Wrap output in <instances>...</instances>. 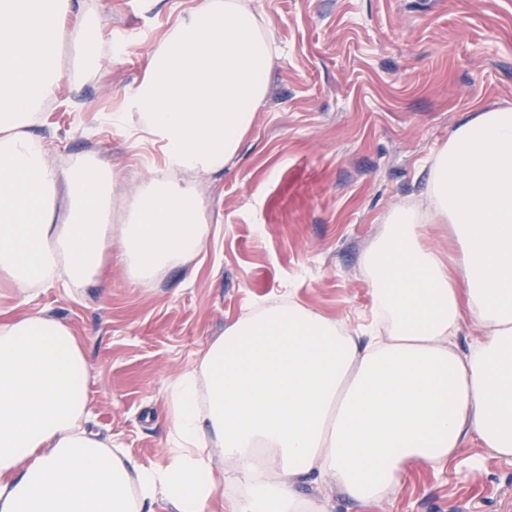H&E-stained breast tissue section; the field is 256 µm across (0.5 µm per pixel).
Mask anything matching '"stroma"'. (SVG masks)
<instances>
[{
  "instance_id": "obj_1",
  "label": "stroma",
  "mask_w": 512,
  "mask_h": 512,
  "mask_svg": "<svg viewBox=\"0 0 512 512\" xmlns=\"http://www.w3.org/2000/svg\"><path fill=\"white\" fill-rule=\"evenodd\" d=\"M200 0H81L107 43L94 70L63 83L33 130L63 167L89 158L117 175L129 202L160 146L140 143L127 101L149 55ZM280 52L265 103L223 173L194 184L204 199L205 250L147 285L125 266L77 288H0L79 337L90 368L89 427L136 460L168 457L172 382L225 327L292 299L350 328L373 314L368 248L397 205L428 190L427 161L461 121L512 106V0H252ZM128 40L122 54L111 44ZM328 512H512V460L470 444L443 466L412 468L379 502L354 507L326 483L300 487Z\"/></svg>"
}]
</instances>
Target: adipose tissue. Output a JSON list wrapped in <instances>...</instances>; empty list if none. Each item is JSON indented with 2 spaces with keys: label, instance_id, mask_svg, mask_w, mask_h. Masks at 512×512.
I'll return each mask as SVG.
<instances>
[{
  "label": "adipose tissue",
  "instance_id": "1",
  "mask_svg": "<svg viewBox=\"0 0 512 512\" xmlns=\"http://www.w3.org/2000/svg\"><path fill=\"white\" fill-rule=\"evenodd\" d=\"M79 6L0 0V278L23 293L98 278L112 246L139 284L199 255L208 229L192 179L234 159L278 56L249 0H200L180 17L128 105L164 162L112 226L111 168L58 169L32 131L104 44L99 18L83 15L60 69ZM440 222L458 246L452 268L421 242ZM365 266L379 330L350 335L293 301L243 316L171 385L163 466L88 430L89 367L70 327L40 309L0 319V512H224L218 457L246 486L236 512H313L297 486L326 475L365 506L471 440L512 459V106L460 123L431 158L426 197L393 209ZM465 319L478 337L461 352Z\"/></svg>",
  "mask_w": 512,
  "mask_h": 512
}]
</instances>
